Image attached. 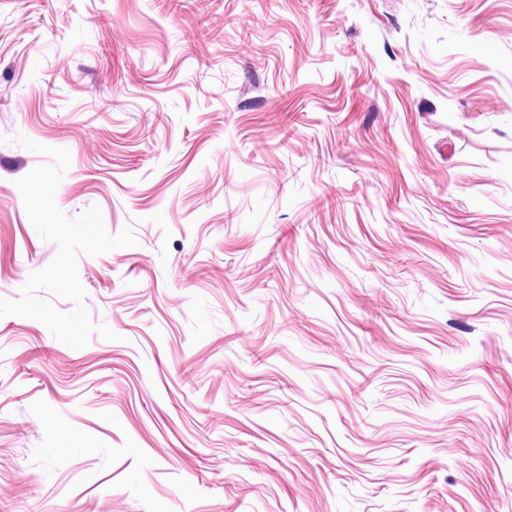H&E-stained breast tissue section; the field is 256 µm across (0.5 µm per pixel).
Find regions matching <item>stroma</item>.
<instances>
[{
	"label": "stroma",
	"instance_id": "stroma-1",
	"mask_svg": "<svg viewBox=\"0 0 512 512\" xmlns=\"http://www.w3.org/2000/svg\"><path fill=\"white\" fill-rule=\"evenodd\" d=\"M19 134L138 244L0 318V512H512V0H0L7 299Z\"/></svg>",
	"mask_w": 512,
	"mask_h": 512
}]
</instances>
